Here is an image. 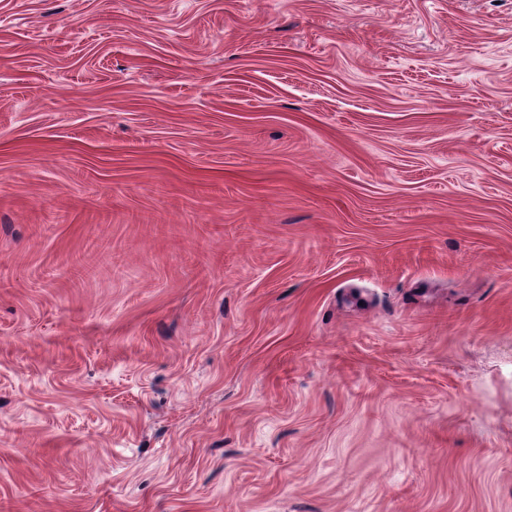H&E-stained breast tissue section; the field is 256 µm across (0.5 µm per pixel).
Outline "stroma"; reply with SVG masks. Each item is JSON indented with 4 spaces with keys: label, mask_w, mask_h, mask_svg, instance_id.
Instances as JSON below:
<instances>
[{
    "label": "stroma",
    "mask_w": 512,
    "mask_h": 512,
    "mask_svg": "<svg viewBox=\"0 0 512 512\" xmlns=\"http://www.w3.org/2000/svg\"><path fill=\"white\" fill-rule=\"evenodd\" d=\"M0 512H512V0H0Z\"/></svg>",
    "instance_id": "obj_1"
}]
</instances>
